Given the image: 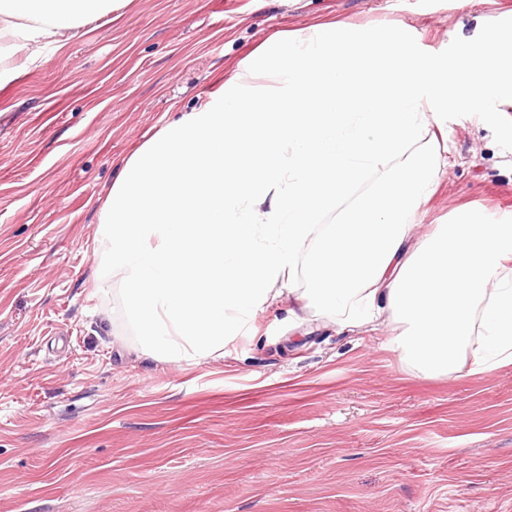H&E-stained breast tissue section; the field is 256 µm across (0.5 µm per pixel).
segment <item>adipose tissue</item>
<instances>
[{
	"label": "adipose tissue",
	"instance_id": "obj_1",
	"mask_svg": "<svg viewBox=\"0 0 512 512\" xmlns=\"http://www.w3.org/2000/svg\"><path fill=\"white\" fill-rule=\"evenodd\" d=\"M103 0H0V41L62 42ZM512 104V31L493 28L449 61L420 59L395 31L317 22L269 41L220 99L180 114L126 158L101 207L95 251L122 270L128 313L155 359L208 358L238 316L292 282L319 214L341 211L308 259L310 302L348 325L392 311L396 343L423 375L512 363V225L445 224L405 243L434 190L421 154L352 200L448 111ZM266 225L269 246L253 227Z\"/></svg>",
	"mask_w": 512,
	"mask_h": 512
}]
</instances>
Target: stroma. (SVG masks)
<instances>
[{
	"instance_id": "35a3bbf8",
	"label": "stroma",
	"mask_w": 512,
	"mask_h": 512,
	"mask_svg": "<svg viewBox=\"0 0 512 512\" xmlns=\"http://www.w3.org/2000/svg\"><path fill=\"white\" fill-rule=\"evenodd\" d=\"M512 0H130L0 50V512H512V364L419 377L392 315L341 326L281 296L224 354L142 350L93 240L122 160L219 96L271 36L320 20L483 48ZM409 247L471 214L512 225V107L458 110Z\"/></svg>"
}]
</instances>
